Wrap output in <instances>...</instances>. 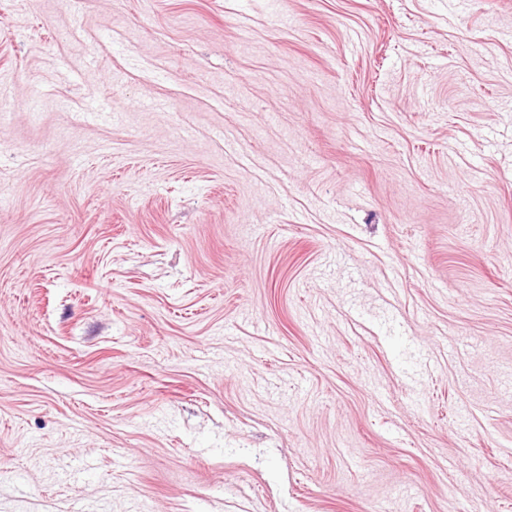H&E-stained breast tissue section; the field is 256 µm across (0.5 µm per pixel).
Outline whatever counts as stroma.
I'll return each instance as SVG.
<instances>
[{
  "mask_svg": "<svg viewBox=\"0 0 512 512\" xmlns=\"http://www.w3.org/2000/svg\"><path fill=\"white\" fill-rule=\"evenodd\" d=\"M0 512H512V0H0Z\"/></svg>",
  "mask_w": 512,
  "mask_h": 512,
  "instance_id": "obj_1",
  "label": "stroma"
}]
</instances>
